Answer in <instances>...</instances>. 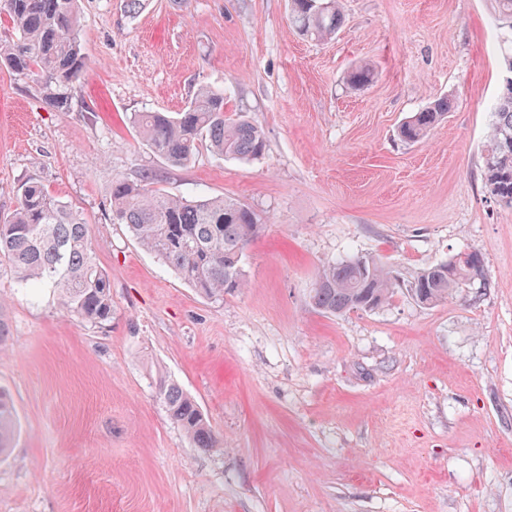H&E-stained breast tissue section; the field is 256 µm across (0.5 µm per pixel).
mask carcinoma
<instances>
[{"instance_id":"obj_1","label":"carcinoma","mask_w":512,"mask_h":512,"mask_svg":"<svg viewBox=\"0 0 512 512\" xmlns=\"http://www.w3.org/2000/svg\"><path fill=\"white\" fill-rule=\"evenodd\" d=\"M79 0H0V13L12 21L14 35L0 41V61L34 77L42 100L65 109L77 95L87 65L80 35ZM501 24L512 30V0H493ZM290 24L301 36L321 41L336 34L342 17L338 0H291ZM448 100L435 101L404 123L400 137L417 143L441 123ZM130 122L155 154L171 167L188 165L199 142L216 155L250 161L266 150L262 128L250 119L224 113V92L202 88L181 112H136ZM512 91L496 105L485 148L484 180L490 194L512 207ZM143 183L112 181L113 221L127 226L139 245L188 282L200 295L222 299L248 287L243 259L261 228L260 217L231 197L183 199ZM6 263L21 288L47 286L58 292L63 312L102 324L112 319V290L98 265L89 227L36 180L21 186L9 220L0 223V263ZM477 269L471 259L441 262L420 271L412 296L424 306L448 300L467 285ZM399 280L392 268L366 257L325 266L309 301L323 313L382 307ZM157 395L169 418L197 448L217 441L194 399L173 380L161 379ZM17 433L11 394L0 389V458Z\"/></svg>"}]
</instances>
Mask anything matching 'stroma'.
I'll use <instances>...</instances> for the list:
<instances>
[{"label": "stroma", "instance_id": "obj_1", "mask_svg": "<svg viewBox=\"0 0 512 512\" xmlns=\"http://www.w3.org/2000/svg\"><path fill=\"white\" fill-rule=\"evenodd\" d=\"M335 37L290 27L289 0H81L88 67L67 109L0 63V221L34 178L90 228L112 319L65 314L0 267V387L20 433L0 512H512V208L484 184L504 88L491 0H339ZM375 69L351 89L350 72ZM257 121L264 155L200 144L184 167L141 142L134 112L183 111L200 88ZM419 143L399 127L440 98ZM262 219L249 288L202 297L114 223L113 178ZM486 287L435 306L406 289L469 251ZM370 257L402 282L373 311L309 294L327 262ZM198 404L221 447H194L155 397Z\"/></svg>", "mask_w": 512, "mask_h": 512}]
</instances>
